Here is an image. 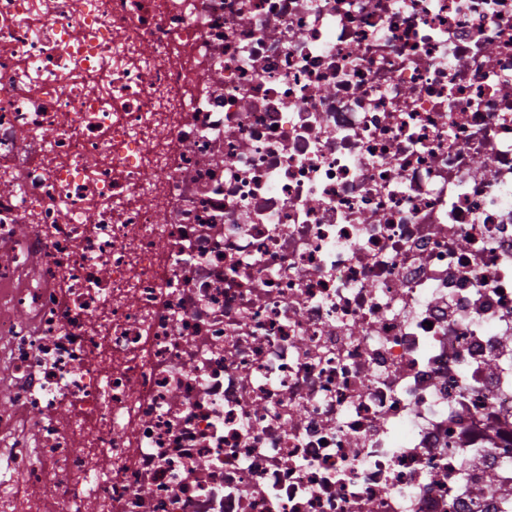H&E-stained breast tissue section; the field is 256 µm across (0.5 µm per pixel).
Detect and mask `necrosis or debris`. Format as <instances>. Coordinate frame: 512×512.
I'll return each instance as SVG.
<instances>
[{
	"label": "necrosis or debris",
	"instance_id": "1",
	"mask_svg": "<svg viewBox=\"0 0 512 512\" xmlns=\"http://www.w3.org/2000/svg\"><path fill=\"white\" fill-rule=\"evenodd\" d=\"M0 512H512V0H0Z\"/></svg>",
	"mask_w": 512,
	"mask_h": 512
}]
</instances>
